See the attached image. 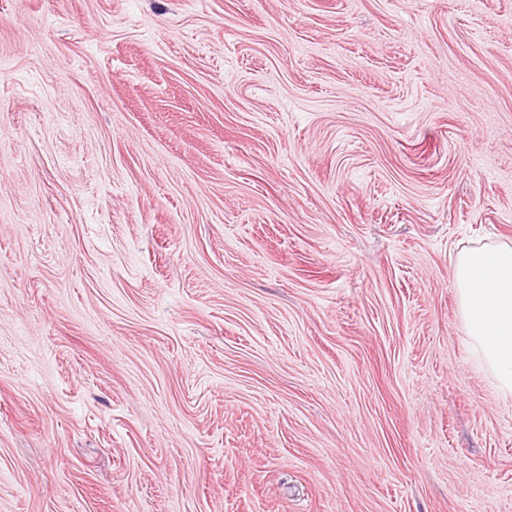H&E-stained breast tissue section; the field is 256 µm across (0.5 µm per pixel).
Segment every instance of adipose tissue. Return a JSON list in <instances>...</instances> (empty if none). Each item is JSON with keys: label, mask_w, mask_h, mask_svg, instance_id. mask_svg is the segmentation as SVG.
<instances>
[{"label": "adipose tissue", "mask_w": 512, "mask_h": 512, "mask_svg": "<svg viewBox=\"0 0 512 512\" xmlns=\"http://www.w3.org/2000/svg\"><path fill=\"white\" fill-rule=\"evenodd\" d=\"M454 279L471 347L512 396V246L471 248L454 260Z\"/></svg>", "instance_id": "adipose-tissue-1"}]
</instances>
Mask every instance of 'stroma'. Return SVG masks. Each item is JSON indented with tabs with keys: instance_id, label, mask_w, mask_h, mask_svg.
I'll return each instance as SVG.
<instances>
[{
	"instance_id": "obj_1",
	"label": "stroma",
	"mask_w": 512,
	"mask_h": 512,
	"mask_svg": "<svg viewBox=\"0 0 512 512\" xmlns=\"http://www.w3.org/2000/svg\"><path fill=\"white\" fill-rule=\"evenodd\" d=\"M497 243L512 0H0V512H512ZM453 266L473 353L499 391L512 396V246L468 249Z\"/></svg>"
}]
</instances>
